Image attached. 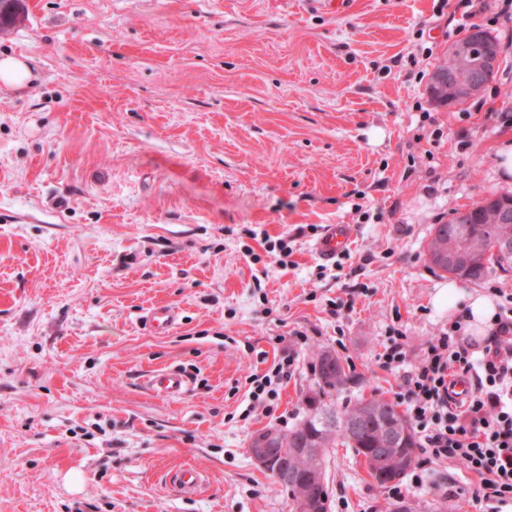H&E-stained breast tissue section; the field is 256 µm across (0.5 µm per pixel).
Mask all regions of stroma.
Wrapping results in <instances>:
<instances>
[{
    "label": "stroma",
    "instance_id": "obj_1",
    "mask_svg": "<svg viewBox=\"0 0 512 512\" xmlns=\"http://www.w3.org/2000/svg\"><path fill=\"white\" fill-rule=\"evenodd\" d=\"M0 58V512H291L251 437L309 410L318 350L353 377L337 405L395 400L379 357L448 326L434 225L512 195V0H473L500 62L483 91L434 104L429 76L467 36L463 0H24ZM354 237L335 261L328 225ZM288 243L277 263L258 238ZM157 305L178 325L143 322ZM295 359L271 408L250 379ZM183 372L182 395L150 390ZM198 468L185 496L171 473ZM405 500L504 512L475 476L426 462ZM330 512L390 495L344 448L325 462ZM27 59L6 57L0 59V83L7 87L20 89L28 85L31 73ZM352 241V231L347 224H331L316 242L315 252L323 260L331 261L343 253ZM146 384L156 393L172 397L183 393L186 379L177 370H159L146 379Z\"/></svg>",
    "mask_w": 512,
    "mask_h": 512
}]
</instances>
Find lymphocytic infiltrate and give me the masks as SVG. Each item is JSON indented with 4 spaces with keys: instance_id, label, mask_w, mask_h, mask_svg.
Listing matches in <instances>:
<instances>
[{
    "instance_id": "obj_1",
    "label": "lymphocytic infiltrate",
    "mask_w": 512,
    "mask_h": 512,
    "mask_svg": "<svg viewBox=\"0 0 512 512\" xmlns=\"http://www.w3.org/2000/svg\"><path fill=\"white\" fill-rule=\"evenodd\" d=\"M465 316L412 353L405 337H392L381 366L403 374L405 404L429 460L461 461L480 479L488 500L512 499V305H500L482 341L467 335ZM467 377L468 399L452 402V378Z\"/></svg>"
}]
</instances>
